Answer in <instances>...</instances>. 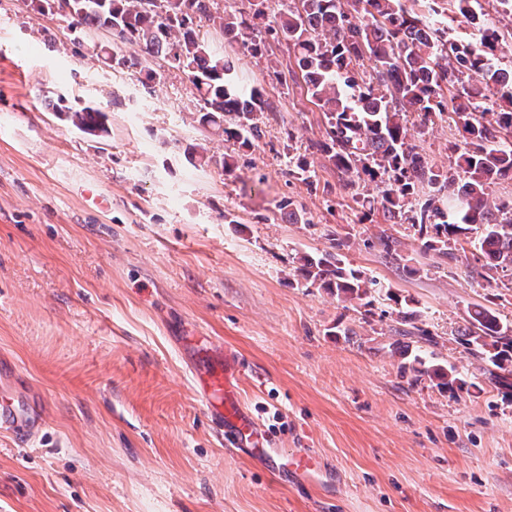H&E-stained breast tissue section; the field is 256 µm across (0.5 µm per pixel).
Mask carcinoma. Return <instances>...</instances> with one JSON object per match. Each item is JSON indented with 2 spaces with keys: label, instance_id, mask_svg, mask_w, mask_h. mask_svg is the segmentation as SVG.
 <instances>
[{
  "label": "carcinoma",
  "instance_id": "1",
  "mask_svg": "<svg viewBox=\"0 0 512 512\" xmlns=\"http://www.w3.org/2000/svg\"><path fill=\"white\" fill-rule=\"evenodd\" d=\"M64 1L72 6L74 31L112 35V53L101 49L112 66L145 70L142 62L122 54L121 45L138 42L146 58L162 57L183 68L201 101L194 122L246 148L263 135L256 121L265 104L262 89L243 84L232 60L214 50L199 27L219 28L229 43L253 55L269 38L286 42L327 120L326 137L311 144L312 153L327 157L342 172L383 184L380 205L384 220L392 224L404 216L415 186H427L428 195L414 205L411 217L424 250L454 260L448 242L477 225L480 235L471 245L484 256L487 269L512 268V216L499 219L507 205L492 204L487 197L490 179L512 172V70L498 67L501 34L493 26H485L476 42L448 40L449 14L470 22L474 0H439L427 11L421 0H299L298 7L277 11L268 0H256L252 15L225 17L212 14V0H55L57 7ZM366 60L381 81L380 91L356 77ZM463 71L482 75L484 86L445 98L442 86ZM488 91L497 95L500 108L491 121L477 117ZM409 112L417 113L422 125L448 112L455 116L462 137L455 147L463 180L458 189L448 191L455 176L435 169L408 143ZM65 120L85 134L108 132L99 106H72ZM343 246L335 238L334 251L301 255L296 273L306 285L339 300L361 301L379 283L343 263L337 253ZM461 336L472 355L496 369L499 385L511 387L512 324L477 305L469 310ZM400 356L403 376H427L441 387L467 385L452 367L429 364L418 355L409 360L404 352Z\"/></svg>",
  "mask_w": 512,
  "mask_h": 512
}]
</instances>
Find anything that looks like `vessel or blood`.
I'll return each instance as SVG.
<instances>
[{"label":"vessel or blood","mask_w":512,"mask_h":512,"mask_svg":"<svg viewBox=\"0 0 512 512\" xmlns=\"http://www.w3.org/2000/svg\"><path fill=\"white\" fill-rule=\"evenodd\" d=\"M196 385L208 404L212 421L223 426L229 442L255 462L268 461L272 451L265 447L257 421L241 404L232 366L215 367L197 375ZM0 425L22 437L33 427L34 421L21 415L10 398L1 395ZM288 470L309 482L319 477L316 459L304 455L289 459Z\"/></svg>","instance_id":"1"}]
</instances>
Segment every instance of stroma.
Returning <instances> with one entry per match:
<instances>
[{"mask_svg": "<svg viewBox=\"0 0 512 512\" xmlns=\"http://www.w3.org/2000/svg\"><path fill=\"white\" fill-rule=\"evenodd\" d=\"M93 43L39 0H0V391L38 421L23 440L0 427V512H512V396L459 336L477 304L512 323V271L485 279L459 241L456 260L423 253L410 220L365 207L380 187L309 149L326 119L286 45L231 51L271 106L245 148L190 125L181 68H115ZM78 99L105 137L60 119ZM408 127L454 171L450 115ZM335 236L383 293L343 302L296 276ZM399 342L468 388L401 377ZM207 345L241 360L244 406L278 454L319 458V484L225 445L195 390Z\"/></svg>", "mask_w": 512, "mask_h": 512, "instance_id": "1", "label": "stroma"}]
</instances>
